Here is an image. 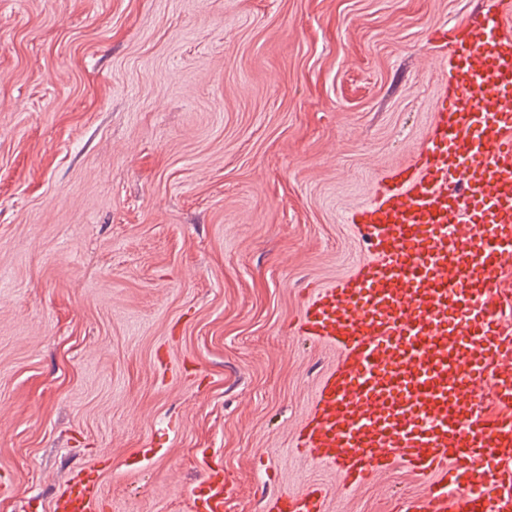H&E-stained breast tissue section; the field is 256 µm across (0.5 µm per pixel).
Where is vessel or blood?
<instances>
[{"label": "vessel or blood", "mask_w": 512, "mask_h": 512, "mask_svg": "<svg viewBox=\"0 0 512 512\" xmlns=\"http://www.w3.org/2000/svg\"><path fill=\"white\" fill-rule=\"evenodd\" d=\"M432 121L409 161L344 221L367 244L350 274L308 294L297 333L336 352L294 448L357 487L401 466L421 481L396 512H512V16L441 26ZM80 470L51 512H94ZM204 460L191 512H227ZM329 488L278 493L266 512H327Z\"/></svg>", "instance_id": "vessel-or-blood-1"}]
</instances>
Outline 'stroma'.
Masks as SVG:
<instances>
[{
	"instance_id": "35a3bbf8",
	"label": "stroma",
	"mask_w": 512,
	"mask_h": 512,
	"mask_svg": "<svg viewBox=\"0 0 512 512\" xmlns=\"http://www.w3.org/2000/svg\"><path fill=\"white\" fill-rule=\"evenodd\" d=\"M489 0H0V512L97 465V512L328 485L297 454L332 349L294 332L365 246L345 213L426 136L443 25ZM154 449L141 459L140 451ZM202 456V477L191 494V511H228L231 488L226 477H224V470L208 459L205 451H202Z\"/></svg>"
}]
</instances>
